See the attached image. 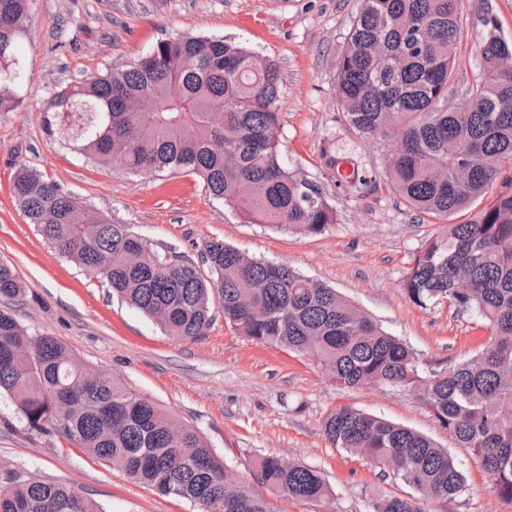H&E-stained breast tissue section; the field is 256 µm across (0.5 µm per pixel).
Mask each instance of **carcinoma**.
I'll use <instances>...</instances> for the list:
<instances>
[{
    "label": "carcinoma",
    "instance_id": "cac0c4a2",
    "mask_svg": "<svg viewBox=\"0 0 512 512\" xmlns=\"http://www.w3.org/2000/svg\"><path fill=\"white\" fill-rule=\"evenodd\" d=\"M30 0H0V112L20 102L12 80ZM482 72L466 92L468 109H448V85L461 34L460 0H362L334 61L336 100L363 141L391 138L382 172H370L326 143L322 158L338 188L385 181L407 207L444 220L475 202L411 256L402 280L414 305L447 302L480 319L488 335L470 358L424 374L415 352L334 288L294 268L258 259L220 240L197 264L151 244L24 164L15 202L60 256L104 279L112 295L179 340L211 323L213 300L224 321L258 344L310 356L344 388L400 386L416 393L439 426L468 448L492 491L512 502V40L497 19H482ZM278 66L230 39L180 34L137 61L58 86L46 107L49 128L77 119L73 150L100 166L131 173L184 171L244 221L288 233L320 235L336 223L321 185L288 166L279 139ZM141 98L150 112H136ZM497 190L486 198L492 186ZM27 295L0 262V299ZM16 404L28 431L62 438L129 479L197 512H272L240 487L224 499V463L191 426L124 382L99 376L58 339L34 335L0 310V394ZM323 433L336 448L389 471L419 498L450 502L466 476L448 449L410 428L352 406L331 410ZM253 480L274 496L321 500L331 488L313 467L276 457L255 461ZM0 512H104L64 483L35 476L0 481ZM374 512H423L418 498L391 497Z\"/></svg>",
    "mask_w": 512,
    "mask_h": 512
}]
</instances>
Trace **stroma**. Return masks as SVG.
I'll use <instances>...</instances> for the list:
<instances>
[{
	"instance_id": "35a3bbf8",
	"label": "stroma",
	"mask_w": 512,
	"mask_h": 512,
	"mask_svg": "<svg viewBox=\"0 0 512 512\" xmlns=\"http://www.w3.org/2000/svg\"><path fill=\"white\" fill-rule=\"evenodd\" d=\"M359 8L360 0H31L21 47V104L0 112V261L11 265L27 296L4 309L30 332L56 337L98 373L120 378L195 428L238 481L251 483L252 463L264 455L322 472L332 489L328 497L310 503L274 497V512H373L382 499L412 495L401 480L382 476L366 458L325 439L322 421L342 405L448 448L468 478L467 489L452 503L425 504V512H512L469 450L439 427L414 393L389 385L340 388L310 359L249 341L217 308L203 338L175 340L113 297L103 280L56 254L10 193L15 167L30 166L112 221L131 225L154 247L194 259L204 243L221 240L335 288L410 345L423 372L470 357L484 338L476 317L445 304L419 308L402 288L412 252L442 231V221L408 208L383 183L337 188L323 163L328 141L373 171L383 170L392 148L387 139L362 141L341 120L336 102L333 63ZM487 14L512 39V0H461L449 107L465 101L479 74ZM183 33L231 39L278 64L284 158L320 183L336 210V224L323 234L245 223L194 176L100 167L47 130L43 109L56 87L134 62L157 40ZM10 473L73 486L104 512H196L191 503L158 495L68 442L28 433L14 402L2 394L0 478Z\"/></svg>"
}]
</instances>
